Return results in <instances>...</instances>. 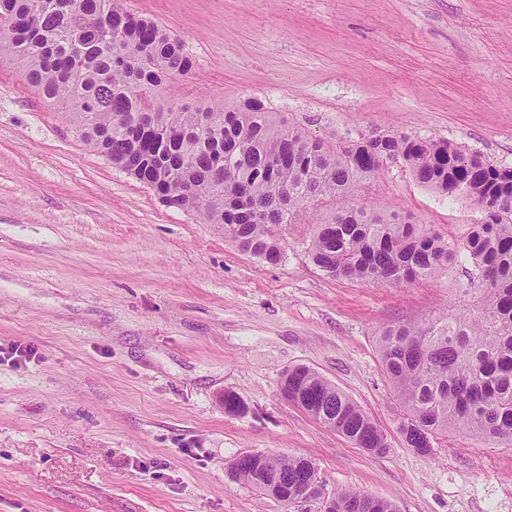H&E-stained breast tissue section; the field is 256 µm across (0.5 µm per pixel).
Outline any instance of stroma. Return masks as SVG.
<instances>
[{"instance_id":"1","label":"stroma","mask_w":512,"mask_h":512,"mask_svg":"<svg viewBox=\"0 0 512 512\" xmlns=\"http://www.w3.org/2000/svg\"><path fill=\"white\" fill-rule=\"evenodd\" d=\"M195 62L170 101L254 96L326 139L435 135L512 168V0H124ZM462 237L480 212L402 163L364 192ZM269 264L89 150L0 59V512H322L356 490L397 512H512V447L457 432L409 448L377 340L469 310L463 269L402 286L333 279L304 224ZM305 365L360 405L358 447L287 400ZM236 395L239 414L221 394ZM311 460L320 498L236 482L238 456Z\"/></svg>"}]
</instances>
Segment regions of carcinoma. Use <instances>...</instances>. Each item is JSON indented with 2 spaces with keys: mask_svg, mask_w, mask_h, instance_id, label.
<instances>
[{
  "mask_svg": "<svg viewBox=\"0 0 512 512\" xmlns=\"http://www.w3.org/2000/svg\"><path fill=\"white\" fill-rule=\"evenodd\" d=\"M70 2L0 0V57H12L43 99L70 114L76 138L164 205L224 225L240 250L270 264L283 255L277 228L307 223L309 258L332 278L397 286L467 259L477 309L390 325L378 353L409 447L426 453L452 431L512 445V169L432 136L314 138L254 97L167 105V84L195 68L182 41L123 0ZM397 159L421 186L465 195L482 222L456 240L399 210L356 204ZM284 383L288 398L328 428L369 451L386 448L373 419L312 369L293 367ZM230 475L268 496L280 475L321 495L304 458L245 455ZM332 501L333 512H396L356 490Z\"/></svg>",
  "mask_w": 512,
  "mask_h": 512,
  "instance_id": "obj_1",
  "label": "carcinoma"
}]
</instances>
